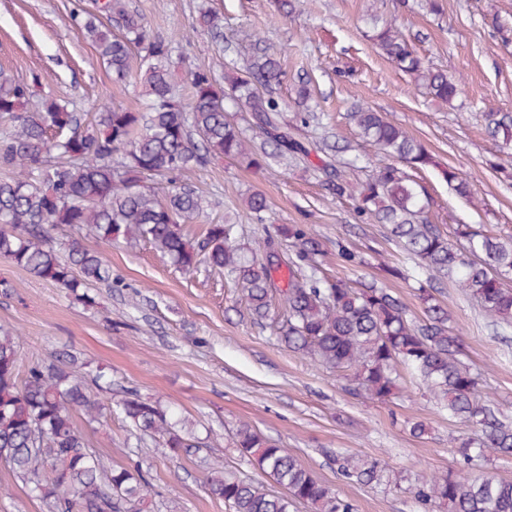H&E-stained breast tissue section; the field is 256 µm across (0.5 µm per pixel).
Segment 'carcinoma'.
<instances>
[{"label":"carcinoma","instance_id":"carcinoma-1","mask_svg":"<svg viewBox=\"0 0 512 512\" xmlns=\"http://www.w3.org/2000/svg\"><path fill=\"white\" fill-rule=\"evenodd\" d=\"M201 24L215 38L223 35L224 18L201 13ZM76 32L96 49L112 71V81H139L147 106L130 111L105 104L92 120L51 95L38 96L32 83L0 69V116L13 124L0 135V259H6L45 281L71 291L112 280V268L78 239L60 256L50 245V231L85 228L103 242L123 237L144 240L169 256L185 273L205 265L224 273L240 287L253 322L269 318L277 292L288 310L276 335L290 350L330 368L350 372L349 390L370 400L385 401L400 390L398 367H405L440 402L450 418L471 422L474 437L454 439L463 464L479 457L512 455V422L500 418L493 400L479 388L458 358L459 336L448 326V310L435 302V286L448 282L476 300L494 333L512 328V236L496 235L482 226L460 224V249L429 219L430 201L423 185L401 165L430 163L425 148L387 114L361 104L347 119L378 153V161L359 193L355 216L363 224L386 226L421 279L419 296L424 318L412 320L401 299L373 283L357 287L317 275L321 252L318 236L300 224L277 229L263 258L241 243V227L229 221L209 225L192 242L182 225L211 206L188 182V175L213 161L228 158L248 169L263 170L269 161L308 156L309 148L290 133L283 112L288 104L275 97L280 60L263 53L239 69L227 89L216 87L211 72H191L192 102L186 106L171 79V45L151 33L129 0H105L94 13L71 16ZM375 45L401 70L415 77L430 96L450 104L459 85L448 74L423 62L414 45L390 24L372 19ZM137 69H132L133 54ZM250 113L249 136L236 114ZM491 133L506 132L512 144V115L486 114ZM344 151L336 133L324 134L319 170L329 194L349 193L350 163L336 160ZM167 180L159 196L154 183ZM247 209L263 220L269 201L250 194ZM292 241L287 284L274 278L279 262L275 239ZM112 381L98 374L87 382L85 364L69 355L63 360L31 365L20 375L15 336L0 335V458L31 486L46 512H141L151 484L140 471L110 468L88 449L74 421L81 412L89 420L104 409L93 389ZM138 432L178 455L198 447L188 426L178 431L171 415L136 392L116 403ZM235 447L284 490L267 491L246 480L226 479L223 466H212V496L230 512H293L306 502L315 512H355L354 504L317 480L293 455L248 423L237 426ZM341 474L355 482L378 484L385 464L359 455L336 457ZM416 495L431 508L448 504L451 512H512V481L493 475L448 472L422 478Z\"/></svg>","mask_w":512,"mask_h":512}]
</instances>
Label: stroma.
<instances>
[{
  "label": "stroma",
  "instance_id": "obj_1",
  "mask_svg": "<svg viewBox=\"0 0 512 512\" xmlns=\"http://www.w3.org/2000/svg\"><path fill=\"white\" fill-rule=\"evenodd\" d=\"M153 35L173 47L171 72L182 99H189L190 70L204 67L223 80L265 51L280 60L285 75L276 94L294 103L308 85L321 124H291L292 135L310 145L326 128L348 140L359 167L350 173L360 189L375 149L362 141L346 119L360 103L391 119L421 141L433 166L411 170L426 186L430 215L444 233L461 224L483 225L498 235L512 233V169L489 161L503 144L485 120L488 112L512 113V37L492 27V18L512 27V0H443L445 12L429 11L426 0H301L289 15L279 0H132ZM97 0H0V67L28 81L41 75L42 91L92 112L105 102L135 110L144 102L138 84L116 85L94 47L70 23L76 10L95 9ZM224 15V37L213 40L191 24L204 9ZM395 23L433 68L458 80L462 92L453 106L438 105L414 79L379 54L369 38L370 19ZM317 154L293 160L288 169L255 171L229 159L196 170L191 182L213 201L208 213L186 224L188 239H201L211 224L233 212L241 242L256 252L277 227L301 224L319 235L321 275L362 280L390 289L420 319L424 305L414 280L389 275L407 267L397 245L379 224L355 217V200L336 198L323 186ZM453 168L466 178L472 199L460 197L443 179ZM254 192L270 202L264 220L245 206ZM100 251L121 285L100 284L90 291L95 306L59 286L39 280L0 259V328L19 342L22 367L67 352L112 380L102 401L124 391L174 408L195 423L199 449L171 456L158 442L140 436L116 411L87 421L75 414L88 446L110 467H138L152 486L144 512H166L176 500L181 512H228L210 495L207 479L214 462L225 478L249 479L274 489L251 457L233 445L239 423L288 448L306 468L357 512H428L416 496L423 476L460 470L448 440L470 434L468 423L449 419L427 389L403 374L402 391L386 401L351 394L347 373L329 369L289 350L273 322L285 306L273 296L271 322L254 324L247 302L223 274L199 268L185 274L147 242L118 240L106 245L85 238ZM344 244L365 260L350 270L337 255ZM461 337L460 359L479 378L501 413L512 419V333L494 335L474 301L457 288L438 293ZM424 422L421 437L411 422ZM350 451L384 460L402 474L399 483L363 485L346 479L336 457ZM0 512H44L41 501L5 462L0 461Z\"/></svg>",
  "mask_w": 512,
  "mask_h": 512
}]
</instances>
